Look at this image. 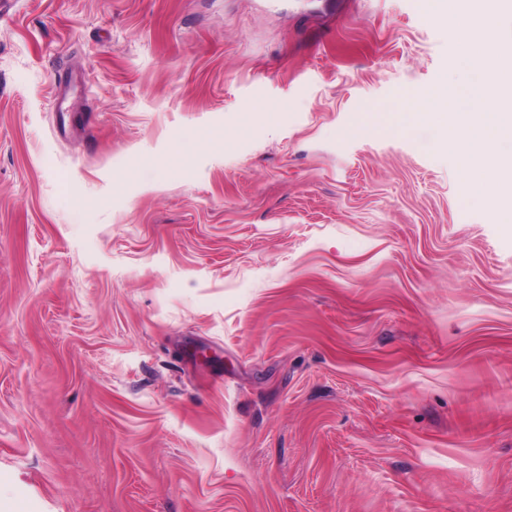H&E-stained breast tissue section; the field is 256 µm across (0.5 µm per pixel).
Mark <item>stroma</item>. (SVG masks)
Returning a JSON list of instances; mask_svg holds the SVG:
<instances>
[{
    "mask_svg": "<svg viewBox=\"0 0 512 512\" xmlns=\"http://www.w3.org/2000/svg\"><path fill=\"white\" fill-rule=\"evenodd\" d=\"M428 0L0 13V512H512V224Z\"/></svg>",
    "mask_w": 512,
    "mask_h": 512,
    "instance_id": "stroma-1",
    "label": "stroma"
}]
</instances>
